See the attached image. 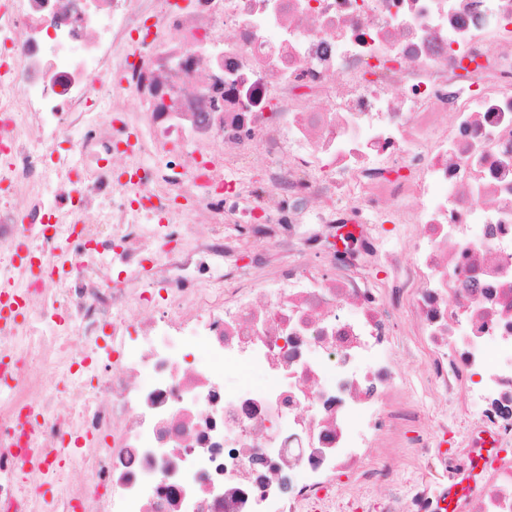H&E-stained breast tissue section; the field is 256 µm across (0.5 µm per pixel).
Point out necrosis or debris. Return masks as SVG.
I'll return each mask as SVG.
<instances>
[{"mask_svg": "<svg viewBox=\"0 0 512 512\" xmlns=\"http://www.w3.org/2000/svg\"><path fill=\"white\" fill-rule=\"evenodd\" d=\"M0 278V512H439L435 429L512 447V0H0Z\"/></svg>", "mask_w": 512, "mask_h": 512, "instance_id": "1", "label": "necrosis or debris"}]
</instances>
